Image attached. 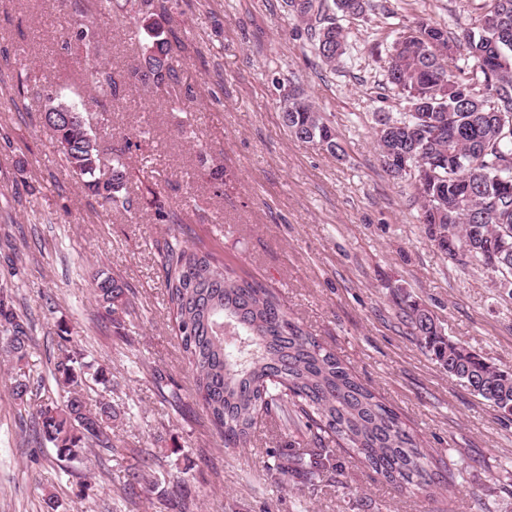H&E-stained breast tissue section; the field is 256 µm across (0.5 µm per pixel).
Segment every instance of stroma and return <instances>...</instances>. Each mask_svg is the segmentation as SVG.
I'll list each match as a JSON object with an SVG mask.
<instances>
[{"label": "stroma", "instance_id": "1", "mask_svg": "<svg viewBox=\"0 0 512 512\" xmlns=\"http://www.w3.org/2000/svg\"><path fill=\"white\" fill-rule=\"evenodd\" d=\"M344 20L349 55L330 69L284 0H169L166 24L186 49L175 66L188 95L175 103L131 76L143 35L131 6L99 0H0V273L16 266L19 302L34 346L21 370L47 373L58 329L69 349L105 369L118 450L73 461L38 447L16 422L0 358V512H178L179 493L123 498L124 475L143 449L159 476L178 475L193 512H512V417L448 377L410 333L405 300L427 308L446 334L488 363L512 370V294L478 262L452 263L426 237L409 181L382 170L376 115L405 100L384 90L393 39L386 10L466 24L471 0H373ZM94 21L93 46L62 43ZM123 85L119 102L96 92L100 73ZM301 86L335 128L343 156L295 139L281 120L290 85ZM85 102L101 162L127 166L131 210L104 206L65 166L42 119L45 89ZM224 170L213 182V168ZM179 239L214 252L274 289L290 317L394 407L433 453L465 460L447 489L429 494L383 483L346 449L334 482L312 491L273 470L271 452L297 442L276 418L250 443L228 448L192 391L169 313L158 249ZM126 282L132 306L115 327L96 302V272ZM163 371L181 401L153 382ZM183 491V492H184Z\"/></svg>", "mask_w": 512, "mask_h": 512}]
</instances>
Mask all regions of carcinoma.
<instances>
[{"label": "carcinoma", "instance_id": "obj_1", "mask_svg": "<svg viewBox=\"0 0 512 512\" xmlns=\"http://www.w3.org/2000/svg\"><path fill=\"white\" fill-rule=\"evenodd\" d=\"M470 23L456 32L419 17L404 25L391 43L386 88L409 105L404 116L379 118L375 144L384 171L393 180L409 178L429 240L448 259L481 263L501 281L512 282V0H472ZM289 12L310 31L315 54L336 69L347 50L340 20L363 15L370 0H286ZM164 0H137L147 43L142 86L182 99L174 66L178 38L159 16ZM453 57L454 69L441 64ZM99 94L116 99L110 74L97 81ZM44 110L67 168L81 178L102 205L132 206L125 194L122 157L101 167L96 135L84 113L48 91ZM282 120L297 140L337 154L335 130L323 121L304 90L284 100ZM167 304L194 393L224 436V447L242 448L261 415L276 417L308 438V448H283L276 469L311 483L338 470L336 449H353L385 482L412 495L428 494L441 456L424 448L399 413L362 384L336 355L305 332L278 296L245 278L199 246L178 240L159 251ZM100 308L117 322L130 288L100 271L93 278ZM404 314L419 345L448 377L474 395L512 415V371L495 367L464 344L450 339L426 308L409 301ZM34 321L17 307L12 284H0V345L19 364L29 355ZM49 360L48 374L13 378L11 392L39 443L72 461L87 448L115 450V408L101 399L91 405L88 381L106 384L104 369H92L64 347ZM335 447H329V444ZM158 482L149 454L128 469L124 491H153Z\"/></svg>", "mask_w": 512, "mask_h": 512}]
</instances>
